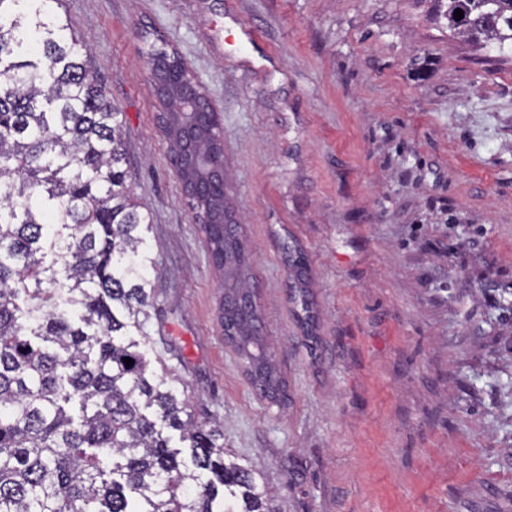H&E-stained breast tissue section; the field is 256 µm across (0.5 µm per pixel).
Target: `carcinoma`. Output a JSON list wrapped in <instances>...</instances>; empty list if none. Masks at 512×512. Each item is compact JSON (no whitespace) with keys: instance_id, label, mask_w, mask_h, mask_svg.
Here are the masks:
<instances>
[{"instance_id":"1","label":"carcinoma","mask_w":512,"mask_h":512,"mask_svg":"<svg viewBox=\"0 0 512 512\" xmlns=\"http://www.w3.org/2000/svg\"><path fill=\"white\" fill-rule=\"evenodd\" d=\"M434 2L450 35L512 53V0ZM58 5L0 0V512H277L258 471L225 457L220 418L196 420L177 378L155 375L122 340L143 330L151 301L149 220L125 183L123 113L90 75ZM161 42L145 56L171 164L190 176L191 203L207 206L224 336L274 402L283 385L243 280L248 253L224 198L223 139L193 88L192 121L174 114L179 99L164 87L186 79L184 62Z\"/></svg>"}]
</instances>
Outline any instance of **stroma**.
Masks as SVG:
<instances>
[{"label": "stroma", "mask_w": 512, "mask_h": 512, "mask_svg": "<svg viewBox=\"0 0 512 512\" xmlns=\"http://www.w3.org/2000/svg\"><path fill=\"white\" fill-rule=\"evenodd\" d=\"M430 0H61L124 118L156 265L139 349L279 512H512V59ZM219 113L224 189L288 398L225 339L144 52ZM292 246L302 265L284 260ZM306 295L308 307L297 298Z\"/></svg>", "instance_id": "35a3bbf8"}]
</instances>
